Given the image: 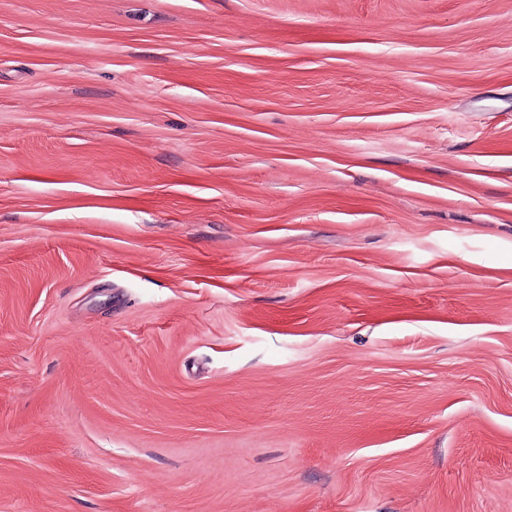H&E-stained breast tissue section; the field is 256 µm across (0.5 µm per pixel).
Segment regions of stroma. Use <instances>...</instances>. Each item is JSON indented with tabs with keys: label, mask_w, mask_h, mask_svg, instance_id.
<instances>
[{
	"label": "stroma",
	"mask_w": 512,
	"mask_h": 512,
	"mask_svg": "<svg viewBox=\"0 0 512 512\" xmlns=\"http://www.w3.org/2000/svg\"><path fill=\"white\" fill-rule=\"evenodd\" d=\"M0 512H512V0H0Z\"/></svg>",
	"instance_id": "35a3bbf8"
}]
</instances>
